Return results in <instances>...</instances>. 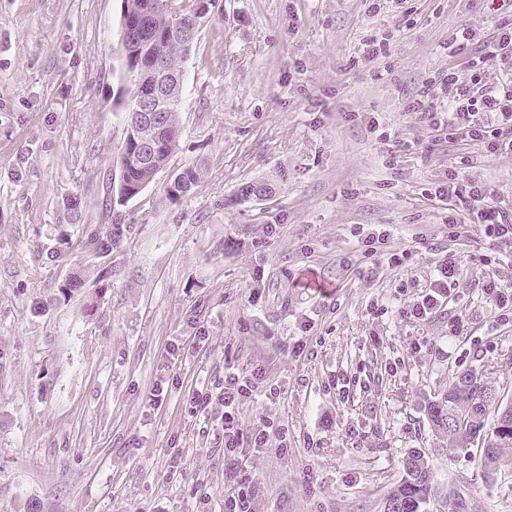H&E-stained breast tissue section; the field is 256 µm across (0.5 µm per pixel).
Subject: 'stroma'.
<instances>
[{"mask_svg": "<svg viewBox=\"0 0 512 512\" xmlns=\"http://www.w3.org/2000/svg\"><path fill=\"white\" fill-rule=\"evenodd\" d=\"M122 0H0V512H224L217 425L186 405L225 366L260 367L240 408L254 512H384L411 451L431 512H512V468L440 448L426 397L467 370L512 379V316L484 294L479 225L448 235L433 191L473 175L512 207V155L447 145L411 108L453 66L448 37L490 33L512 0H216L184 64L179 146L129 203L112 274L71 299L46 249L68 223H106L124 124L112 96ZM198 185L171 202L185 165ZM273 184L236 202L245 181ZM413 252L360 274L368 233ZM463 274L406 316L446 253ZM207 342H200V335ZM166 388L162 405L148 401ZM200 170L197 166L188 165L177 172L166 184L164 193L169 201H177L190 193L200 177ZM177 176V179L175 180Z\"/></svg>", "mask_w": 512, "mask_h": 512, "instance_id": "1", "label": "stroma"}]
</instances>
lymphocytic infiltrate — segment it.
<instances>
[{
	"mask_svg": "<svg viewBox=\"0 0 512 512\" xmlns=\"http://www.w3.org/2000/svg\"><path fill=\"white\" fill-rule=\"evenodd\" d=\"M448 55L464 59L470 73L469 83L460 82L455 72L442 74L431 81L429 90L415 99L413 110L427 118L449 142H479L493 154L512 152V85H488L484 69L491 58L512 60V23L501 24L487 35L469 28L459 29L448 40ZM434 194L440 200L449 201L452 207L449 229L458 233L465 225L478 224L490 250L512 249V212L494 204L491 190L481 181L452 173ZM461 275L455 255L443 257L429 291L409 307V315L421 319L431 314L447 300ZM260 378L261 372L256 368L228 371L215 390L188 395L190 407L200 413H207L213 403L223 408L220 421L224 432V469L237 485L236 491L224 500L225 512H252L255 487L249 478L238 475L239 450L246 442L255 448L266 447L269 433L261 429L244 436L238 412L241 402L255 392Z\"/></svg>",
	"mask_w": 512,
	"mask_h": 512,
	"instance_id": "lymphocytic-infiltrate-1",
	"label": "lymphocytic infiltrate"
}]
</instances>
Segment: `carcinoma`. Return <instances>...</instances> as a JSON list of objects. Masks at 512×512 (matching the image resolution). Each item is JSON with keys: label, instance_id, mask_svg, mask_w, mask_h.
<instances>
[{"label": "carcinoma", "instance_id": "carcinoma-1", "mask_svg": "<svg viewBox=\"0 0 512 512\" xmlns=\"http://www.w3.org/2000/svg\"><path fill=\"white\" fill-rule=\"evenodd\" d=\"M124 17L133 26V41L120 53V95L114 107L123 112L124 139L119 159L123 184L111 193L110 223H80V207L68 208L70 226H80V249L94 260L102 261L120 248L130 224L124 221L128 203L153 182L164 169L177 149L181 135L180 108L183 92L173 95L164 113L163 130L155 155L146 159L141 153V143L154 138V130L136 127L131 119L138 98L150 84L151 58L156 56L172 70L182 71V64L189 51L176 38L171 29L166 0H124ZM200 177V170L188 165L176 173L164 188L166 199L177 201L190 193ZM47 257L57 262L73 249L72 235L64 228L53 238ZM86 271L69 272L59 287L63 298L85 286ZM430 430L440 447L452 453L458 449L476 447L481 465L489 473H497L507 465L504 450L512 448V404H504L502 394L495 391L474 371L455 377L448 389L424 403ZM495 415L492 435L484 434L489 415ZM438 490L432 482L429 458L419 451H412L402 462V476L398 485L385 498L384 512H430L429 506Z\"/></svg>", "mask_w": 512, "mask_h": 512}]
</instances>
